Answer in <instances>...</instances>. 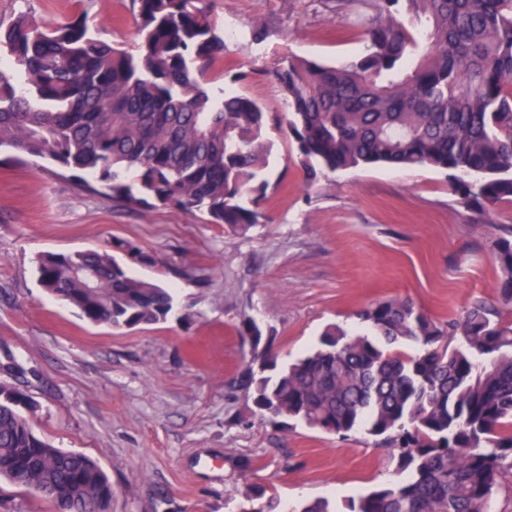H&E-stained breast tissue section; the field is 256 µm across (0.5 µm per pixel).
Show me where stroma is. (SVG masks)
Instances as JSON below:
<instances>
[{
    "label": "stroma",
    "mask_w": 512,
    "mask_h": 512,
    "mask_svg": "<svg viewBox=\"0 0 512 512\" xmlns=\"http://www.w3.org/2000/svg\"><path fill=\"white\" fill-rule=\"evenodd\" d=\"M331 0H204L218 31L234 26L212 85H234L268 114L267 188L247 233L169 208L131 211L78 191L53 162L0 151V382L33 400L26 417L54 446L96 461L112 512H241L265 490L276 512L324 497L345 502L392 480L389 449L363 433L328 434L260 417L237 388L251 353L250 319L280 362L304 355L323 328L355 331L359 308L408 297L437 318L492 300L501 277L488 223L512 224V204L487 224L459 206L448 172L385 166L309 180L288 137L283 97L263 76L285 59L338 64L362 53V27ZM48 21L86 17L103 40L137 49L131 0H0ZM248 78L231 83L236 73ZM155 257L134 274L172 288L166 321L95 325L48 294L41 256L111 250ZM24 366L21 376L10 361ZM251 468H244V461Z\"/></svg>",
    "instance_id": "obj_1"
}]
</instances>
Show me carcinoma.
I'll list each match as a JSON object with an SVG mask.
<instances>
[{
    "label": "carcinoma",
    "mask_w": 512,
    "mask_h": 512,
    "mask_svg": "<svg viewBox=\"0 0 512 512\" xmlns=\"http://www.w3.org/2000/svg\"><path fill=\"white\" fill-rule=\"evenodd\" d=\"M359 4L366 47L337 66L285 60L265 72L283 93L288 135L312 178L327 170L396 165L451 172L456 202L483 216L512 204V0H336ZM137 53L115 48L81 16L48 23L26 13L0 23V148L48 159L76 187L120 206L199 212L245 233L265 182L266 115L250 97L205 86L224 39L196 0H132ZM489 250L503 278L436 321L409 299L356 312L369 332L328 324L316 347L278 364L265 341L237 381L262 417L392 449L397 479L352 500L349 512H490L512 475V224H493ZM106 251L47 254L48 293L93 324L166 320L173 298L128 264L154 258L118 240ZM0 478L57 507L111 512V485L92 459L37 435L19 400L0 398Z\"/></svg>",
    "instance_id": "carcinoma-1"
}]
</instances>
